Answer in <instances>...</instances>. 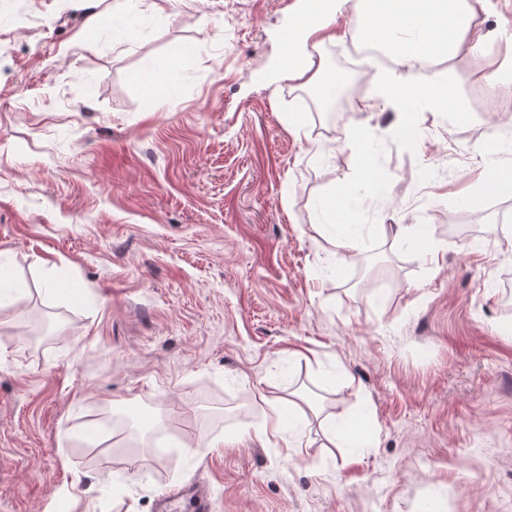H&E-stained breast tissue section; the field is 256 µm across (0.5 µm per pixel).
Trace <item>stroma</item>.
Listing matches in <instances>:
<instances>
[{
  "label": "stroma",
  "mask_w": 512,
  "mask_h": 512,
  "mask_svg": "<svg viewBox=\"0 0 512 512\" xmlns=\"http://www.w3.org/2000/svg\"><path fill=\"white\" fill-rule=\"evenodd\" d=\"M106 3L136 24L86 43L87 0H0V275L32 284L0 326V512H155L185 484L209 512H512V201L462 203L488 148L512 164V96L475 74L512 0L439 62L464 119L421 112L412 140L363 109L386 66H351L354 9L317 48L351 89L314 112L283 74L286 0ZM363 123L380 193L345 145ZM345 183L354 249L316 208ZM414 224L434 256L401 242ZM42 305L66 327L35 342ZM312 388L323 420L286 405L262 435L257 393ZM138 408L149 434L88 435ZM361 415L372 447H327Z\"/></svg>",
  "instance_id": "obj_1"
}]
</instances>
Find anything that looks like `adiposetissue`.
<instances>
[{"instance_id": "adipose-tissue-1", "label": "adipose tissue", "mask_w": 512, "mask_h": 512, "mask_svg": "<svg viewBox=\"0 0 512 512\" xmlns=\"http://www.w3.org/2000/svg\"><path fill=\"white\" fill-rule=\"evenodd\" d=\"M306 12L296 16L294 36L287 45L285 73L304 80L307 89L320 91L334 85V77L317 65L307 50L308 42L322 44L333 39L337 14L354 4L361 40L385 46L400 63L399 69L386 71L367 111L379 106L392 107L399 114L396 132L412 137L417 127L416 111L425 106L447 110L453 94L447 85L424 84L412 77L415 66H428L453 57L462 44L479 50L488 40L482 15L490 0H308Z\"/></svg>"}]
</instances>
